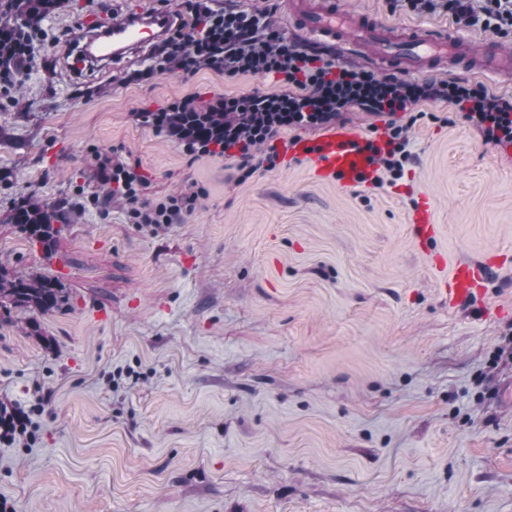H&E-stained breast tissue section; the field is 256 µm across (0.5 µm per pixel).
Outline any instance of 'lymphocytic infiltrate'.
<instances>
[{
	"instance_id": "lymphocytic-infiltrate-1",
	"label": "lymphocytic infiltrate",
	"mask_w": 512,
	"mask_h": 512,
	"mask_svg": "<svg viewBox=\"0 0 512 512\" xmlns=\"http://www.w3.org/2000/svg\"><path fill=\"white\" fill-rule=\"evenodd\" d=\"M400 9L443 13L462 27L494 34L512 32V0H394ZM177 14L186 18L164 41L151 46L141 68L128 72L127 82H147L159 74L191 78L208 70L228 77L243 74L277 75L274 92L257 90L210 97L190 94L162 107L142 112L143 121L194 156L232 160L240 179L263 167L274 168V142L285 130L318 129L353 108L387 119V148L375 153L392 180H399L411 159L403 115L426 102L445 101L484 142L512 143V98L490 93L480 84L462 81H415L393 75L357 71L288 41L267 20V11H254L225 0H179ZM94 179L111 185L133 224L157 228L178 223L194 211L198 192L151 202L135 165L97 154Z\"/></svg>"
}]
</instances>
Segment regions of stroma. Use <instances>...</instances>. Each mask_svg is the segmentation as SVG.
<instances>
[{"label": "stroma", "instance_id": "35a3bbf8", "mask_svg": "<svg viewBox=\"0 0 512 512\" xmlns=\"http://www.w3.org/2000/svg\"><path fill=\"white\" fill-rule=\"evenodd\" d=\"M339 2L397 28L449 21ZM139 7L166 4L69 0L41 26L63 41L86 15ZM64 51L46 45L0 94V265L58 276L70 297L0 309V400L34 433L0 442V498L14 512H512V155L426 103L396 184L323 183L304 159L241 182L138 113L276 79L124 82L140 53L77 77ZM100 152L137 163L148 200L199 192L195 210L153 228L119 201L83 204ZM25 195L69 207L55 263L11 220ZM423 197L427 251L411 221ZM490 256L486 295L449 308L448 265Z\"/></svg>", "mask_w": 512, "mask_h": 512}]
</instances>
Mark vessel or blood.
<instances>
[{
    "mask_svg": "<svg viewBox=\"0 0 512 512\" xmlns=\"http://www.w3.org/2000/svg\"><path fill=\"white\" fill-rule=\"evenodd\" d=\"M289 13L295 31L313 45L330 50L343 62L391 73L424 74L430 72L433 62L456 58L468 48L466 37L454 27L433 26L420 31L407 28L395 36L379 17L342 12L335 0H291ZM180 22L175 11L141 9L98 32L81 23L74 31L72 48L79 51L95 45L93 59L85 68L90 74L112 68L146 45L166 39ZM477 71L498 78L510 77L512 59L486 56ZM288 154L309 159L314 176L326 183L353 184L373 174L368 152L356 145L355 130L342 124L294 140ZM412 219L419 245L428 247L437 235L430 203L421 202ZM494 265L491 259L457 262L445 284L450 303L468 305L484 297V283Z\"/></svg>",
    "mask_w": 512,
    "mask_h": 512,
    "instance_id": "vessel-or-blood-1",
    "label": "vessel or blood"
}]
</instances>
